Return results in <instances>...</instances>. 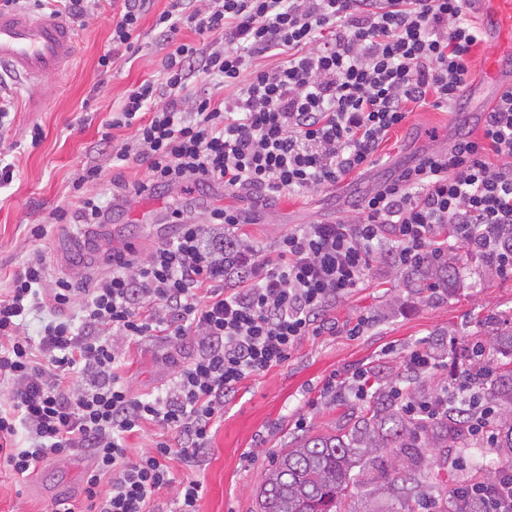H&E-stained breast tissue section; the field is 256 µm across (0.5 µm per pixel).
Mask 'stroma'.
Masks as SVG:
<instances>
[{
	"mask_svg": "<svg viewBox=\"0 0 512 512\" xmlns=\"http://www.w3.org/2000/svg\"><path fill=\"white\" fill-rule=\"evenodd\" d=\"M169 3L152 0L133 53L111 48V23L123 0H97L91 16L69 19L75 52L39 92L29 91L13 71L0 69L16 106L11 125L0 132V152L17 166L11 185L0 189V290L24 262L39 255L50 277L80 272L95 278L104 273L103 259L112 250L130 244L148 252L172 234L175 215L196 222L217 206L247 213L245 232L267 247L298 224L353 221L356 202L373 185L463 134L480 133L485 107L497 93L489 65L505 58V43L485 33L473 58L474 81L460 105L449 111L414 109L388 133L367 171L352 172L336 185L286 194L266 206L252 195L220 187L192 192L178 187L132 197L113 209L107 224L86 227L57 220L72 199V183L83 163L102 167L101 180L87 191L105 198L113 181L132 185L143 178L144 167L133 164L118 172L109 166L112 146L129 138L131 129L112 131L109 142L102 135L132 88L160 79L165 49L153 24ZM110 50L114 64L101 71L98 60ZM36 124L43 136L35 146L30 131ZM37 224L47 230L40 240L31 235ZM361 316L368 325L362 334L350 335L349 327ZM329 317L338 325L335 334L305 337L283 364L243 381L225 404L211 446L196 465L173 462L175 479L202 482L198 512H254L262 475L279 448L302 434L329 435L358 422L366 402L337 401L325 394L334 377L370 368L377 386L390 388L400 380L406 356L423 343L438 361L432 375L413 387L417 399L424 400L448 386L470 343L482 342L492 361L512 359V342L503 335L512 328V277L498 275L476 254H464L452 282L434 294L407 287L399 267L374 258L363 283L337 301ZM163 354L160 343L131 345L125 376L135 393L155 391L169 379ZM91 465L88 452L76 451L21 477L0 462V512H53L56 500L81 498ZM359 472L361 486L341 512H388L392 497L377 471L366 462Z\"/></svg>",
	"mask_w": 512,
	"mask_h": 512,
	"instance_id": "1",
	"label": "stroma"
}]
</instances>
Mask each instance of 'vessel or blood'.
<instances>
[{
  "instance_id": "obj_1",
  "label": "vessel or blood",
  "mask_w": 512,
  "mask_h": 512,
  "mask_svg": "<svg viewBox=\"0 0 512 512\" xmlns=\"http://www.w3.org/2000/svg\"><path fill=\"white\" fill-rule=\"evenodd\" d=\"M487 2L486 25L501 36L512 32V0ZM73 51V33L58 17L0 11V63L8 62L31 86L59 72Z\"/></svg>"
}]
</instances>
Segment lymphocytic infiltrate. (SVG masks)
<instances>
[{
  "mask_svg": "<svg viewBox=\"0 0 512 512\" xmlns=\"http://www.w3.org/2000/svg\"><path fill=\"white\" fill-rule=\"evenodd\" d=\"M149 0H124L112 23L115 49L135 50ZM467 0H171L154 24L167 49L160 82L130 90L109 129H132L113 147L121 170L144 165L135 193L173 187L251 189L273 202L286 193L336 184L367 168L411 106L454 107L471 79L483 41L466 17ZM207 43L179 38L183 27ZM280 64L257 66V59ZM216 80L215 99L193 90ZM512 88L486 113L479 136L464 135L377 183L351 224H305L272 247L250 240L241 212L217 207L204 224L176 225L139 255L113 251L92 287L71 278L48 283L43 259L14 274L0 298V460L20 476L37 464L89 450L83 498L55 512H152L161 490L177 512H198L202 484L175 480L171 460L193 465L208 450L229 396L247 378L284 363L304 337L328 330L325 313L360 285L386 249L406 267L421 255L447 258L440 226L455 227L456 248L486 256L512 274ZM102 169L84 164L73 182L69 221L105 224L111 207L85 192ZM51 302L55 319L39 340L28 315ZM162 339L172 374L158 394L134 395L121 374L130 341ZM484 346L431 401L401 386L389 395L412 418L462 409L485 448L497 438L494 406L480 391L492 376ZM153 423L177 434L130 455L128 435ZM446 512H512V469L490 481L460 475Z\"/></svg>",
  "mask_w": 512,
  "mask_h": 512,
  "instance_id": "f902f5d3",
  "label": "lymphocytic infiltrate"
}]
</instances>
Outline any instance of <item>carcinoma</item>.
<instances>
[{"label": "carcinoma", "instance_id": "obj_1", "mask_svg": "<svg viewBox=\"0 0 512 512\" xmlns=\"http://www.w3.org/2000/svg\"><path fill=\"white\" fill-rule=\"evenodd\" d=\"M456 258L440 261L424 255L406 277L422 286L445 285ZM491 394L500 405L511 409L493 423L504 441L503 464L512 467V361L495 366ZM467 434L452 420L411 419L377 392L370 417L343 435L300 436L274 457L262 478L256 512H338L342 501L352 496L358 482L353 469L365 457L383 448H410L412 465L428 461L436 448H470ZM381 478L394 485L407 478L397 471L393 458L375 457Z\"/></svg>", "mask_w": 512, "mask_h": 512}]
</instances>
